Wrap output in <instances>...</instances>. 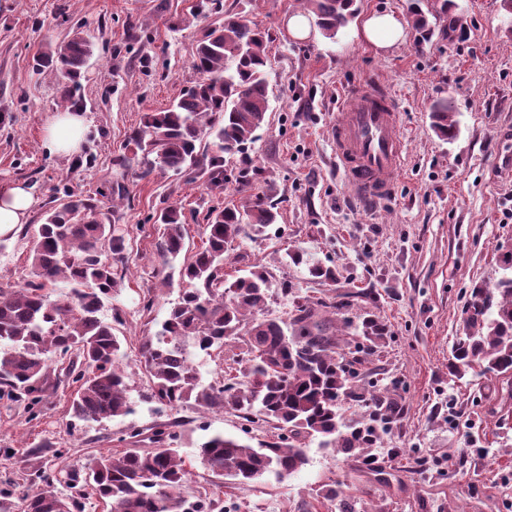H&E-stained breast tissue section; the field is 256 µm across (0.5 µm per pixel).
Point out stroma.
I'll list each match as a JSON object with an SVG mask.
<instances>
[{"instance_id":"obj_1","label":"stroma","mask_w":512,"mask_h":512,"mask_svg":"<svg viewBox=\"0 0 512 512\" xmlns=\"http://www.w3.org/2000/svg\"><path fill=\"white\" fill-rule=\"evenodd\" d=\"M467 24L435 25L430 41L413 35L389 51H376L359 34L374 12L409 13L410 0H358L359 11L333 40L319 30L297 40L287 20L302 11L300 0H0V185L24 182L38 204L30 218L41 223L59 205V188L100 198L109 222L126 230L129 257L123 286L101 311L120 314L114 332L119 363L128 374L135 406L123 418L85 423L73 417L74 389L51 385L43 415L29 420L22 403L0 399V489L21 474L58 466L85 470L100 454L125 450L133 430L174 423L180 453L221 433L253 441L269 432H246L230 410L187 405L171 410L155 402L139 369L144 337L161 328L178 288L161 284L177 268L157 251L160 209L180 202L186 215V248L201 247L203 217L216 202L238 203L236 181L221 196L203 179L167 170L139 178L137 167L117 158L144 114L167 108L197 79L192 52L221 23L225 12H241L268 28L270 110L249 153L256 173L252 187L273 178L280 218L268 235L242 240L245 264L268 272L272 282L267 315L287 317L291 296L319 294L304 268L285 264L286 251L300 248L315 260L336 265L333 293L359 288L377 296L372 311L395 338L381 366L393 384L389 394L400 413L395 428L375 450L378 471L343 453L311 443L299 473L273 475L248 484L216 478L199 464L181 488L191 502L215 508L240 503V512H305L312 488L343 481L368 512H512V378L459 381L448 358L472 288L494 284L500 258L512 248V14L501 0H456ZM82 27L95 45L77 89L88 131L80 158L48 153L43 130L53 113L65 111L53 76L33 68V58ZM376 79L399 102L404 166L395 196L371 206L354 198L336 171L329 130L341 112L345 90ZM447 100L457 125L454 138H439L429 113ZM127 196L112 203L113 182ZM29 275L28 243L21 237L0 245V287H19ZM154 296L143 310L145 296ZM64 449L55 459V449ZM469 456L457 466L458 449Z\"/></svg>"}]
</instances>
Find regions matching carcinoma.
Here are the masks:
<instances>
[{
  "label": "carcinoma",
  "mask_w": 512,
  "mask_h": 512,
  "mask_svg": "<svg viewBox=\"0 0 512 512\" xmlns=\"http://www.w3.org/2000/svg\"><path fill=\"white\" fill-rule=\"evenodd\" d=\"M322 35L330 40L349 25L358 8L355 0H304ZM410 24L419 39L433 34L426 14L411 7ZM266 29L241 12H227L224 22L196 46L192 68L199 80L170 107L145 115L130 136L133 157L119 159L127 167L135 158L140 178L155 168L195 174L218 192L228 182L226 163L237 160L239 178L248 176V145L256 139L270 109L269 43ZM93 44L81 27L38 55L36 70L77 84L85 72ZM431 127L442 139L455 135L448 100L434 104ZM278 189L265 182L262 191L232 206H213L204 217L205 241L187 257L185 213L172 203L161 209L159 249L165 261L181 260L184 284L179 300L162 324L166 342L147 339L140 364L152 384V397L171 408L188 403L201 409L229 408L260 428L271 424L278 434L255 448L221 434L202 443L196 453L213 475L250 482L266 474L278 477L299 472L308 462L307 445L338 448L354 459L374 461V429L365 417L390 422L400 413L386 388L369 379L363 358L385 347L390 328L380 316L365 311L358 323L346 317L355 303L375 300L372 291L335 296L300 297L286 318H270L268 273L257 266L224 273V265L244 236L263 238L278 223L273 198ZM66 202L46 212L43 222L25 228L30 274L19 288H0V387L8 397H21L28 416L41 414L48 384L50 355L59 353L64 380L76 386L72 414L85 422L132 413L124 373L116 365L119 337L112 322L99 316L104 300L121 288L127 269L123 231L105 222L92 198L64 190ZM291 264L305 266L312 281L334 283L338 270L310 259L303 250L287 253ZM504 274L492 288H474L448 372L458 380L512 375V254L503 256ZM241 342L233 353L235 374L222 383H201L185 350L187 345L221 354ZM365 408L348 418L342 404ZM155 448L127 450L96 457L86 476L66 472L67 497L54 492L57 475L41 473L48 490L28 491L22 512H81L84 488L111 512H206L208 503L186 506L181 487L189 474L174 434L159 429L148 437ZM315 501L337 502L340 512H358L361 499L345 494L339 482L311 493Z\"/></svg>",
  "instance_id": "carcinoma-1"
}]
</instances>
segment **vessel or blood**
Returning a JSON list of instances; mask_svg holds the SVG:
<instances>
[{
    "instance_id": "b4317fda",
    "label": "vessel or blood",
    "mask_w": 512,
    "mask_h": 512,
    "mask_svg": "<svg viewBox=\"0 0 512 512\" xmlns=\"http://www.w3.org/2000/svg\"><path fill=\"white\" fill-rule=\"evenodd\" d=\"M351 96L330 129L336 167L356 195L373 204L392 195L402 169L399 114L395 100L379 87L361 85Z\"/></svg>"
}]
</instances>
